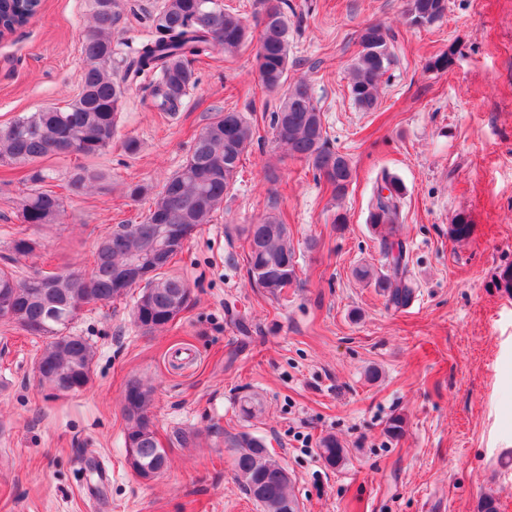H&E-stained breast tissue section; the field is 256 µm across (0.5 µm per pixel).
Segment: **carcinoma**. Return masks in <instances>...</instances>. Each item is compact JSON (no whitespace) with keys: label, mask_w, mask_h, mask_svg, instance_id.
I'll use <instances>...</instances> for the list:
<instances>
[{"label":"carcinoma","mask_w":512,"mask_h":512,"mask_svg":"<svg viewBox=\"0 0 512 512\" xmlns=\"http://www.w3.org/2000/svg\"><path fill=\"white\" fill-rule=\"evenodd\" d=\"M39 7L37 0H3L5 22L26 23ZM92 25L83 44L81 89L63 106H45L23 115L0 130V163L22 169L27 185L21 200L20 230L10 241L9 261L27 258L44 247L36 229L54 224L63 212L64 197L45 183L50 169L41 160L71 155L91 158L112 147L129 87L146 83L154 107L174 114L197 83L193 64L217 51L233 55L256 44L255 63L261 88L282 94L271 113L276 140L288 154L304 160L315 177L324 181L336 200L343 198L353 179L350 160L330 148L322 112L312 86L300 80L288 83L290 27L288 0H272L263 13L259 35L238 13L224 8L222 0H162L149 15L152 35L119 59L112 30L118 20V0H89ZM448 0H409L407 22L427 27L440 20ZM360 51L350 67V91L359 109L369 112L378 101L380 80L388 71L393 52L389 30L376 24L358 36ZM256 137V127L241 112H216L193 139L190 152L166 181L142 222L121 224L100 238L92 252L89 272L63 270L18 276L0 268V320L29 336L47 340L35 363L40 383L50 390L69 387L76 393L89 384L94 349L88 339L72 332L85 308L127 296L133 301L135 325L152 334L172 322L187 308L190 288L186 280L170 273L173 259L224 206L242 158ZM102 179L84 165L74 167L64 185L78 195ZM403 186L388 171L381 172L371 198L368 223L389 259L390 273L370 265L354 269L355 278L378 288L386 303L399 309L415 297L408 275L405 242L399 237ZM248 252L250 281L269 297L281 296L297 280V259L288 225L279 215H268L256 224L238 229ZM153 267L145 283L119 278L134 263ZM154 389L139 379L128 381L123 395L127 420L126 452L142 467L169 465L167 449L160 446L153 420ZM260 402L251 396L239 400V413L254 418ZM235 449L236 478L262 512H298L292 494V477L268 451L263 439L243 432L230 439ZM319 454L332 468L345 465L346 449L328 435L319 443Z\"/></svg>","instance_id":"1"}]
</instances>
